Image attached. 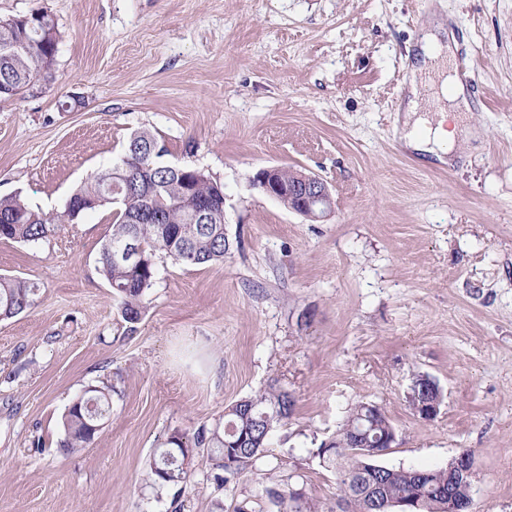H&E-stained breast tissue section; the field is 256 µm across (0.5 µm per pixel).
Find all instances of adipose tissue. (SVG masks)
Returning <instances> with one entry per match:
<instances>
[{"label": "adipose tissue", "instance_id": "adipose-tissue-1", "mask_svg": "<svg viewBox=\"0 0 512 512\" xmlns=\"http://www.w3.org/2000/svg\"><path fill=\"white\" fill-rule=\"evenodd\" d=\"M453 40V32L440 21L418 45L409 90L400 107L402 119L396 127L405 148L441 164L454 162L461 115L471 109L464 84L445 66ZM422 83L433 84V99L420 96Z\"/></svg>", "mask_w": 512, "mask_h": 512}]
</instances>
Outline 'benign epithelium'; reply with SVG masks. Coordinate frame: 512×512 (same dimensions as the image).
<instances>
[{
	"instance_id": "benign-epithelium-1",
	"label": "benign epithelium",
	"mask_w": 512,
	"mask_h": 512,
	"mask_svg": "<svg viewBox=\"0 0 512 512\" xmlns=\"http://www.w3.org/2000/svg\"><path fill=\"white\" fill-rule=\"evenodd\" d=\"M280 171L281 168L278 166L260 170L253 178L254 186L262 193L286 203L292 211L313 221H320L332 213V193L322 178L313 174H303L298 180L287 182L281 179ZM407 399L412 411L424 420L436 418L443 401L439 386L431 378L428 379L427 388L422 391L419 390L417 382H412ZM396 438L397 433L393 429L377 443V448L374 449L368 433L355 432L351 447L364 450L371 448L373 452L382 456L386 454V450L393 447Z\"/></svg>"
}]
</instances>
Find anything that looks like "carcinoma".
I'll return each instance as SVG.
<instances>
[{
	"label": "carcinoma",
	"mask_w": 512,
	"mask_h": 512,
	"mask_svg": "<svg viewBox=\"0 0 512 512\" xmlns=\"http://www.w3.org/2000/svg\"><path fill=\"white\" fill-rule=\"evenodd\" d=\"M22 38L29 46L13 49V43ZM56 49L51 42H41L38 28L0 20V82L12 87L26 85L50 65ZM163 153L150 132L131 134L119 161L91 175L69 196L61 212L35 211L19 193L0 197V238L36 244L85 212L112 207V234L102 246L98 271L112 288L123 320L138 323L156 285V250L193 266L222 262L230 250L224 209L219 206L223 186L201 169L159 161ZM205 204L212 205L214 211L208 223L200 224L195 217ZM130 240L140 247L137 261L116 262L113 253ZM39 289L34 281L1 276L0 319L32 309ZM114 392L115 386L105 382L88 386L62 415L63 438L58 447L67 453L88 447L110 416ZM294 406L292 395L271 383L229 404L222 417L201 426L191 440L178 430L171 432L162 442V451L149 462L152 485L159 491L185 490L193 461L185 459L182 448H207L213 468L237 474L262 457ZM364 406L362 402L350 408L336 434L329 442H321L314 453L320 466L336 475L334 504L325 508L288 485L272 492L278 512H379L386 501L395 498L420 500L421 512H445L448 491L465 496L460 482L448 479L446 467L381 466L350 447L352 432L359 428L369 432L372 441L392 428L380 407L374 423L362 419Z\"/></svg>",
	"instance_id": "obj_1"
}]
</instances>
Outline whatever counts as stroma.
I'll use <instances>...</instances> for the list:
<instances>
[{
	"instance_id": "stroma-1",
	"label": "stroma",
	"mask_w": 512,
	"mask_h": 512,
	"mask_svg": "<svg viewBox=\"0 0 512 512\" xmlns=\"http://www.w3.org/2000/svg\"><path fill=\"white\" fill-rule=\"evenodd\" d=\"M48 14L55 80L0 101V196L63 209L131 134L224 187V260L157 251L135 328L98 260L112 211L40 244L0 239V275L39 282L0 319V512H271L292 484L336 498L314 453L359 402L397 431L382 464L447 466L471 452L474 512H512V0H0V18ZM472 103L459 160L430 164L395 134L416 45L436 20ZM291 167L325 180L312 222L254 187ZM439 415L411 410L413 374ZM292 393L265 457L228 482L198 449L181 495L150 457L271 381ZM116 386L94 442L61 453V417ZM428 379L427 389H419L417 381L410 384L407 399L412 411L424 420H433L440 412L443 401L442 393L437 383L428 375L423 376ZM419 390L422 393H419Z\"/></svg>"
}]
</instances>
